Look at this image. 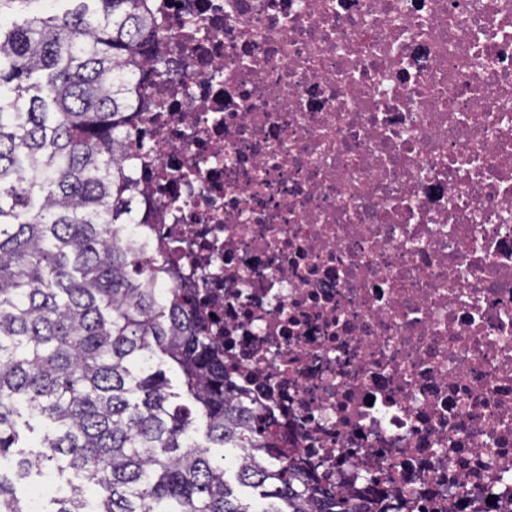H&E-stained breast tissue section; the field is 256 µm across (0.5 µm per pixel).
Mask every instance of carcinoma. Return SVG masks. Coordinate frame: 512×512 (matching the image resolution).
Instances as JSON below:
<instances>
[{
  "mask_svg": "<svg viewBox=\"0 0 512 512\" xmlns=\"http://www.w3.org/2000/svg\"><path fill=\"white\" fill-rule=\"evenodd\" d=\"M65 2L0 23V512H30L17 484L43 468L68 486L46 512H357L315 497L289 458L262 459L279 438L228 381L193 294L159 291L176 247L160 238L147 258L122 231L137 209L126 133L169 71L158 0Z\"/></svg>",
  "mask_w": 512,
  "mask_h": 512,
  "instance_id": "obj_1",
  "label": "carcinoma"
}]
</instances>
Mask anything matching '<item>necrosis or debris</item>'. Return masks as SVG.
Instances as JSON below:
<instances>
[{
  "label": "necrosis or debris",
  "mask_w": 512,
  "mask_h": 512,
  "mask_svg": "<svg viewBox=\"0 0 512 512\" xmlns=\"http://www.w3.org/2000/svg\"><path fill=\"white\" fill-rule=\"evenodd\" d=\"M125 234L318 490L512 512V0H159Z\"/></svg>",
  "instance_id": "obj_1"
}]
</instances>
